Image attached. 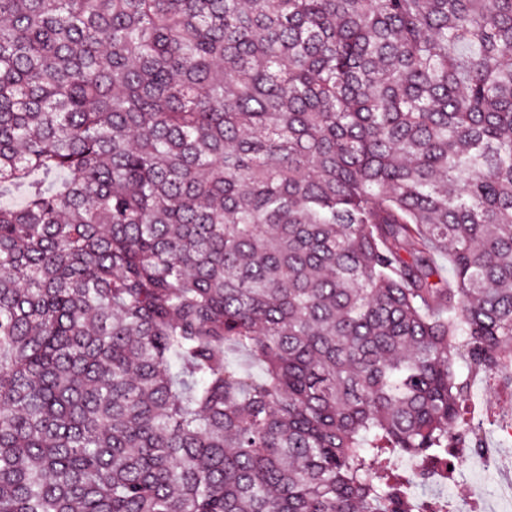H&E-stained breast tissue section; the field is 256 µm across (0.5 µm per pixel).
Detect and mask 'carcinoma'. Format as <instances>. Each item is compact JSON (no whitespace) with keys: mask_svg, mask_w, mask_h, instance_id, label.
<instances>
[{"mask_svg":"<svg viewBox=\"0 0 512 512\" xmlns=\"http://www.w3.org/2000/svg\"><path fill=\"white\" fill-rule=\"evenodd\" d=\"M9 188L0 512H420L512 368V0H0ZM469 380L479 372L474 366L469 369ZM470 397L479 405L482 395L488 394L495 398L496 413L500 416H512L511 371H503L494 380H487L482 375L473 377ZM469 397V398H470Z\"/></svg>","mask_w":512,"mask_h":512,"instance_id":"obj_1","label":"carcinoma"}]
</instances>
